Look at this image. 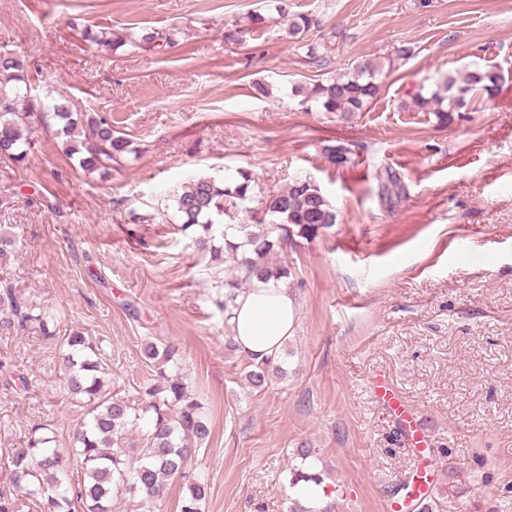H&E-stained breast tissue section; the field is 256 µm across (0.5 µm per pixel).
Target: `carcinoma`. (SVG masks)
Here are the masks:
<instances>
[{
    "label": "carcinoma",
    "instance_id": "cac0c4a2",
    "mask_svg": "<svg viewBox=\"0 0 512 512\" xmlns=\"http://www.w3.org/2000/svg\"><path fill=\"white\" fill-rule=\"evenodd\" d=\"M288 34L296 36L317 24L311 16L286 18ZM266 17L254 11L246 26L258 29ZM244 26V27H246ZM244 27L224 31V41H240ZM88 40L106 47L124 42V34L103 29ZM25 62L11 53H0V164L21 166L28 157L32 135L38 128L53 129L65 155L78 159L86 173H109L124 166L133 152L129 141L112 128V122L96 113L78 108L67 94L59 93L47 105L35 106L21 92ZM380 64L365 59L348 75L316 83L305 91L304 100L317 103L324 112H360L380 90ZM500 76L492 71H469L448 75L436 92L413 99L415 107L448 113L464 107L475 92L492 96ZM251 175L244 170L224 177L219 184L200 177L183 186L175 196L176 217L181 231L192 234L198 244L215 238L213 212L249 200ZM336 215L321 189L307 179H295L288 188L263 201L255 229L226 224L221 230L223 245L210 246V260L216 264L232 261L224 270V301L218 306L229 311L236 293L251 286L252 278L279 282L288 278V262L269 260L291 232L304 236L329 229ZM35 333L42 340L59 344L65 367L63 389L84 410L74 435L73 456L81 464L82 477L73 479L53 428L36 423L28 432L26 447L11 458V484L39 512H113V502L122 500L131 512H152L167 501L174 481L184 489L179 512H202L208 485L187 469L188 463L211 436V426L202 403L188 393L178 349L151 341L142 357L153 367L155 377L137 390V397H120L108 387L106 356L92 337L73 333L60 335L54 316L16 292L6 278H0V338ZM282 373L281 364L271 361L249 363L245 378L249 387L262 390L271 376ZM138 437H132V433ZM21 499L10 490H0V512H22Z\"/></svg>",
    "mask_w": 512,
    "mask_h": 512
}]
</instances>
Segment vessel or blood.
I'll list each match as a JSON object with an SVG mask.
<instances>
[{
	"instance_id": "vessel-or-blood-1",
	"label": "vessel or blood",
	"mask_w": 512,
	"mask_h": 512,
	"mask_svg": "<svg viewBox=\"0 0 512 512\" xmlns=\"http://www.w3.org/2000/svg\"><path fill=\"white\" fill-rule=\"evenodd\" d=\"M374 387L389 416L397 421L398 428L416 461L411 497L391 498L387 504L388 512H423L434 494L436 483L430 450L424 441L421 427L383 379H375Z\"/></svg>"
}]
</instances>
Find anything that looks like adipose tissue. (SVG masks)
Returning <instances> with one entry per match:
<instances>
[{"label": "adipose tissue", "mask_w": 512, "mask_h": 512, "mask_svg": "<svg viewBox=\"0 0 512 512\" xmlns=\"http://www.w3.org/2000/svg\"><path fill=\"white\" fill-rule=\"evenodd\" d=\"M298 306L280 283L254 280L230 306L227 327L238 346L255 360L277 359L293 336Z\"/></svg>", "instance_id": "1"}]
</instances>
